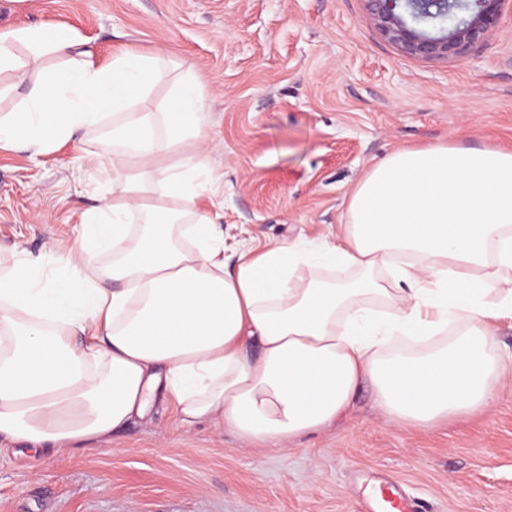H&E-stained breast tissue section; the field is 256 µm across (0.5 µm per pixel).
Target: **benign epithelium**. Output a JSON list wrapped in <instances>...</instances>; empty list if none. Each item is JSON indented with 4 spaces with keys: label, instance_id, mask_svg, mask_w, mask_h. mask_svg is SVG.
Segmentation results:
<instances>
[{
    "label": "benign epithelium",
    "instance_id": "1",
    "mask_svg": "<svg viewBox=\"0 0 512 512\" xmlns=\"http://www.w3.org/2000/svg\"><path fill=\"white\" fill-rule=\"evenodd\" d=\"M379 35L406 56L424 60H456L485 43L498 28L512 0H471L465 15L434 25L418 20L443 4L456 12V0H362Z\"/></svg>",
    "mask_w": 512,
    "mask_h": 512
}]
</instances>
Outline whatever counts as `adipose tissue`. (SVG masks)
<instances>
[{
    "mask_svg": "<svg viewBox=\"0 0 512 512\" xmlns=\"http://www.w3.org/2000/svg\"><path fill=\"white\" fill-rule=\"evenodd\" d=\"M172 72L173 107L140 111L139 94ZM22 86L0 148L41 154L111 121L112 145L92 159L112 199L84 217L60 273L20 247L0 269V445H108L159 395L181 426L207 422L254 448L331 426L365 385L401 427L493 402L505 382L495 337L512 324L511 150H398L358 183L333 240L250 250L231 267L216 215L184 206L217 180L192 69L134 49L101 64L70 30L34 26L0 33V98ZM325 266L353 276L317 278ZM394 336L435 342L391 351Z\"/></svg>",
    "mask_w": 512,
    "mask_h": 512,
    "instance_id": "obj_1",
    "label": "adipose tissue"
}]
</instances>
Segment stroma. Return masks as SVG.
<instances>
[{
  "instance_id": "1",
  "label": "stroma",
  "mask_w": 512,
  "mask_h": 512,
  "mask_svg": "<svg viewBox=\"0 0 512 512\" xmlns=\"http://www.w3.org/2000/svg\"><path fill=\"white\" fill-rule=\"evenodd\" d=\"M54 25L101 59L164 49L206 86L204 133L223 203L224 253L317 239L346 221L378 162L411 146L512 149V13L460 60L402 55L362 0H0V32ZM104 124L39 156L0 149V247L22 244L45 272L78 248L82 216L112 198L89 160ZM402 485L420 512H512V384L490 407L398 427L362 388L335 425L280 448L180 427L172 407L111 450L0 455V512H382Z\"/></svg>"
}]
</instances>
